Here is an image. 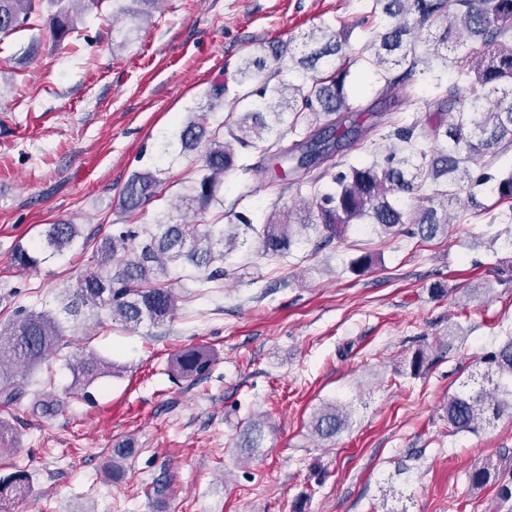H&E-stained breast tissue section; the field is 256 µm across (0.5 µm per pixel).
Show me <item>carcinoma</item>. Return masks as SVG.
I'll list each match as a JSON object with an SVG mask.
<instances>
[{
  "label": "carcinoma",
  "instance_id": "obj_1",
  "mask_svg": "<svg viewBox=\"0 0 512 512\" xmlns=\"http://www.w3.org/2000/svg\"><path fill=\"white\" fill-rule=\"evenodd\" d=\"M45 2L54 9L50 37L59 42L73 33L84 0H0V34L28 27ZM132 2L146 8L120 6L112 16L114 30L128 19L127 36L160 0ZM363 23L372 24L373 36L353 58L347 35L328 25L313 27L296 46L276 47L275 60L286 58L288 69L302 72L299 83L280 78L282 68L270 70L260 56H244L236 69L234 99L245 108L228 113L224 131L209 130L207 113L190 109L186 121L161 142L163 154L203 149L201 175L191 194L180 198L189 212L218 201L224 176L247 150L261 154L267 187L297 176V200L273 205L259 226L232 207L210 224H123L102 240L98 269L67 290L61 311L75 318L89 313L98 325L103 324V312L127 328L146 321L161 325L172 319L180 300L167 285L169 266H189L205 282L222 279L227 275L224 260L252 233L263 255L281 259L303 233L316 232L331 242L363 221L386 234L404 229L422 239L446 235L450 211L476 205L477 195L491 181L496 182L499 200L512 202V171L496 176L483 164L485 158L512 149V0H371ZM356 59L372 68L384 86L400 91L379 117L420 103L429 112V125L397 127V143L382 159L338 171L328 160L342 142L355 145L364 140L362 127L348 123L347 116L359 111L347 89ZM438 67L453 69L457 79L436 84L434 97L423 100L414 77ZM289 133L295 139L288 142ZM424 141L435 150L422 148ZM160 185L150 172L132 174L120 192L122 208L137 211L161 196ZM305 186L309 190L304 193ZM77 235L76 224H51L45 231L46 247L60 254ZM62 336L61 320L47 310L21 309L9 324L0 323V405H13L27 394L28 381L17 379L10 369L33 370L57 352ZM176 363L182 375L202 376L211 357L189 349ZM481 364V382L472 387L464 383L448 397V426L454 433L476 432L505 413L512 416V336L487 351ZM69 366L85 399L90 398L88 387L112 372V365L93 352L76 357ZM348 422L346 410L328 402L313 413L310 427L324 440L335 437ZM264 428V422L251 419L238 447H261ZM28 480L22 469L0 480V509L24 494Z\"/></svg>",
  "mask_w": 512,
  "mask_h": 512
}]
</instances>
